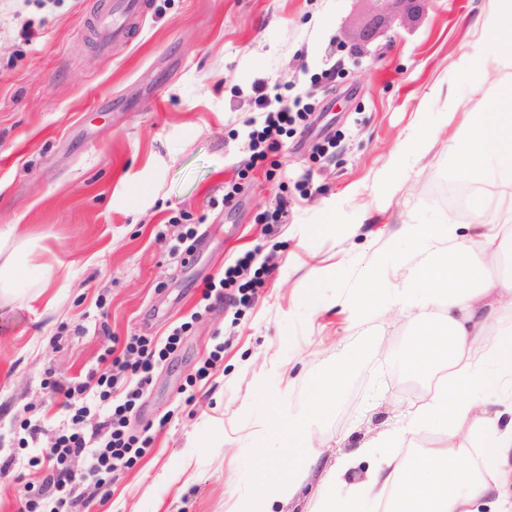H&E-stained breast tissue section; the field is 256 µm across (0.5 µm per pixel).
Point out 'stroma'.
I'll return each instance as SVG.
<instances>
[{
  "label": "stroma",
  "mask_w": 512,
  "mask_h": 512,
  "mask_svg": "<svg viewBox=\"0 0 512 512\" xmlns=\"http://www.w3.org/2000/svg\"><path fill=\"white\" fill-rule=\"evenodd\" d=\"M106 2L0 0V229L26 245L39 286L0 299V451L19 449L22 419L61 429L54 384L103 367L110 341L188 320L132 421L150 426V449L90 487V512H235L260 458L268 478L288 469L273 416L310 412L316 378L351 357L312 420L320 461L280 507L315 512L330 468L429 396L430 381L399 364L414 317L393 307L361 319L343 302L420 259L403 225L471 222L454 189L505 191L460 170L453 139L498 94L497 76L476 84L459 59L498 54L483 24L506 11L499 0H152L141 33L104 53L92 24ZM328 62L336 80L318 91L313 132L289 138L273 175L239 179L253 83L299 86ZM321 135L336 140L324 156ZM282 197L288 221L264 237L260 215ZM179 214L202 233L184 263L169 254ZM258 244L269 272L252 302L191 320L208 277ZM219 343L223 363L195 381Z\"/></svg>",
  "instance_id": "1"
}]
</instances>
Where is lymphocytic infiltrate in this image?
Returning a JSON list of instances; mask_svg holds the SVG:
<instances>
[{
  "label": "lymphocytic infiltrate",
  "instance_id": "obj_1",
  "mask_svg": "<svg viewBox=\"0 0 512 512\" xmlns=\"http://www.w3.org/2000/svg\"><path fill=\"white\" fill-rule=\"evenodd\" d=\"M252 90L254 111L243 122L248 140L239 169L243 176L278 155L296 126L310 122L318 88L311 85L292 94L287 86L261 80ZM257 256V251H247L210 278L203 299L222 300L225 288L234 284L238 287L236 303L249 304L255 284L266 271ZM183 332V327H176L161 342L136 334L128 336L106 367L89 371L85 381L65 389V426L51 446H43L39 426L22 422L32 453L0 454V477L40 464L46 466L47 475L39 487L24 486L18 494L16 512H70L80 499L70 468L73 461L83 462L85 479L97 486L111 483L115 472L136 464L151 438L131 433V417L154 368L176 352Z\"/></svg>",
  "mask_w": 512,
  "mask_h": 512
}]
</instances>
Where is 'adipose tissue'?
<instances>
[{
    "instance_id": "adipose-tissue-1",
    "label": "adipose tissue",
    "mask_w": 512,
    "mask_h": 512,
    "mask_svg": "<svg viewBox=\"0 0 512 512\" xmlns=\"http://www.w3.org/2000/svg\"><path fill=\"white\" fill-rule=\"evenodd\" d=\"M453 148L462 170L511 183L512 113L493 122L472 114ZM472 212L466 225H404L424 245L411 274L397 287H360L348 298L360 317L393 306L416 313L402 363L433 374L434 388L409 421L360 448L372 460L365 479L347 481L351 460L334 465L319 512H479L489 499L495 512H512V273L490 272L512 243V198L492 206L478 199ZM465 425L467 443L458 439ZM288 429L295 464L275 482L256 471L255 494L240 512H272L301 491L320 451L306 415L289 416ZM423 432L437 433L439 444L399 456L406 438Z\"/></svg>"
}]
</instances>
